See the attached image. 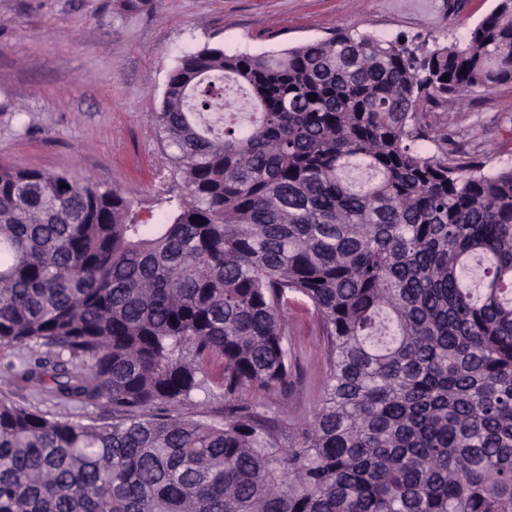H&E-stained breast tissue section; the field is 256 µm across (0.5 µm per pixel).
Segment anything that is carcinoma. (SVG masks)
I'll use <instances>...</instances> for the list:
<instances>
[{"mask_svg": "<svg viewBox=\"0 0 512 512\" xmlns=\"http://www.w3.org/2000/svg\"><path fill=\"white\" fill-rule=\"evenodd\" d=\"M229 75L260 118L217 137L185 103L212 106ZM503 83L512 0L462 46H206L155 119L186 190L166 224L117 189L1 165L0 345L47 348L55 396L113 420L1 397L0 512H512V167L411 148L427 112ZM298 305L329 350L285 438L270 396ZM214 385L224 421L171 413Z\"/></svg>", "mask_w": 512, "mask_h": 512, "instance_id": "cac0c4a2", "label": "carcinoma"}]
</instances>
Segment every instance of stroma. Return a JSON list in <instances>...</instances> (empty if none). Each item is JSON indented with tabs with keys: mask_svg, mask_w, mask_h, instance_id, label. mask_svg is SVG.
<instances>
[{
	"mask_svg": "<svg viewBox=\"0 0 512 512\" xmlns=\"http://www.w3.org/2000/svg\"><path fill=\"white\" fill-rule=\"evenodd\" d=\"M497 0H0V164L89 179L122 191L137 214L166 223L168 197L183 193L155 133L170 71L203 47L278 53L343 29L383 40L464 43ZM453 130L448 155L512 166V83L475 90L429 117ZM297 343L281 431L302 427L321 396L328 341L311 315L290 318ZM46 349L0 345L11 398L83 421L110 407L58 400L21 376Z\"/></svg>",
	"mask_w": 512,
	"mask_h": 512,
	"instance_id": "obj_1",
	"label": "stroma"
}]
</instances>
